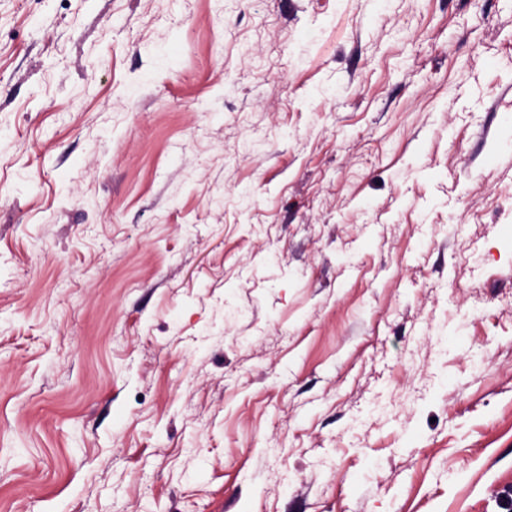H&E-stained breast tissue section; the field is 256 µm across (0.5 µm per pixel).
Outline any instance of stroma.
Returning <instances> with one entry per match:
<instances>
[{"label":"stroma","instance_id":"stroma-1","mask_svg":"<svg viewBox=\"0 0 512 512\" xmlns=\"http://www.w3.org/2000/svg\"><path fill=\"white\" fill-rule=\"evenodd\" d=\"M0 512H512V0H0Z\"/></svg>","mask_w":512,"mask_h":512}]
</instances>
